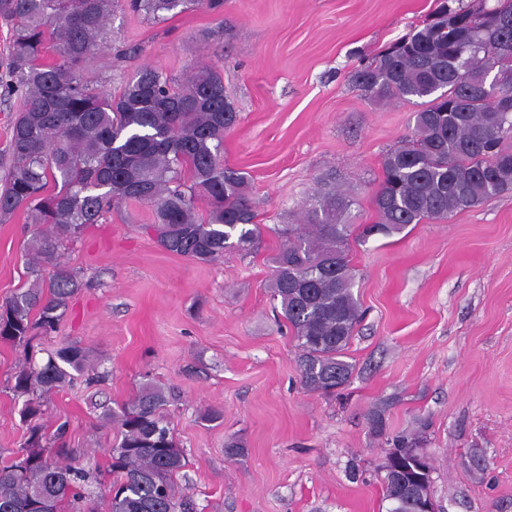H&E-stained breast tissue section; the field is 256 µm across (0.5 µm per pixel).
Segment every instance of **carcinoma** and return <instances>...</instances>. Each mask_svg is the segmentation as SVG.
Segmentation results:
<instances>
[{
    "mask_svg": "<svg viewBox=\"0 0 512 512\" xmlns=\"http://www.w3.org/2000/svg\"><path fill=\"white\" fill-rule=\"evenodd\" d=\"M223 0H0L11 25L4 70L8 92L21 104L10 128L8 172L0 184V220L24 212L36 229L27 244L30 284L0 302V343L21 344L37 330L55 331L82 287L62 261L112 206L148 204L160 247L200 263L255 243L254 213L245 173L224 163V135L239 115L221 75L201 66L181 80L143 67L113 97L85 71L104 40L112 12L127 9L161 22ZM512 70V0L451 7L441 0L430 19L361 65L352 83L380 101L419 109L413 129L382 158L373 196L377 219L360 236H391L426 219H445L512 189V80L486 92L490 72ZM206 213L197 212V202ZM350 201L328 175L318 182L298 224L278 230L270 288L298 351L302 385L323 394L348 382L347 351L360 322V299L348 255ZM89 373L85 350L69 344L43 365L13 376L25 398L20 419L27 438L18 453L27 467L0 465V512H25L41 498L44 512H94L89 473L59 462L55 447L65 425L46 432L39 419L41 389L63 388ZM164 388L139 395L107 419L118 424L110 449L121 474L108 494L110 512H189L177 478L187 457L165 423ZM385 512H413L414 503L382 483Z\"/></svg>",
    "mask_w": 512,
    "mask_h": 512,
    "instance_id": "carcinoma-1",
    "label": "carcinoma"
}]
</instances>
